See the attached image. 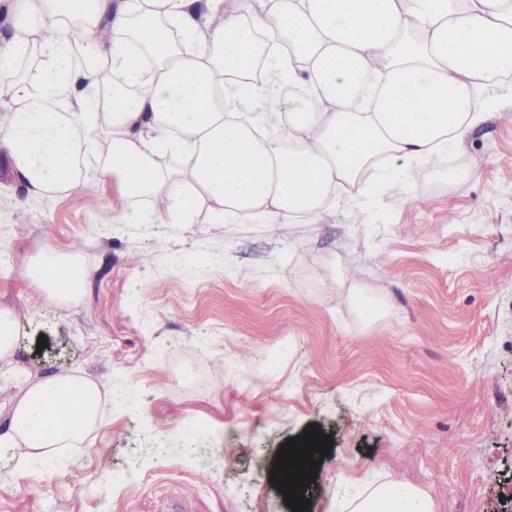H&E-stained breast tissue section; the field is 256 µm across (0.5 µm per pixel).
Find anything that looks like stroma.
<instances>
[{
    "mask_svg": "<svg viewBox=\"0 0 512 512\" xmlns=\"http://www.w3.org/2000/svg\"><path fill=\"white\" fill-rule=\"evenodd\" d=\"M512 111L442 163L316 224H113L93 189L7 206L0 152V426L28 385L65 371L112 397L87 448L22 473L0 449V512H293L270 481L316 425L332 448L307 512H346L369 483L408 482L435 512H512ZM83 243L92 277L67 309L25 281L44 246ZM387 256L388 265L375 261ZM380 299L365 324L348 284ZM17 319L14 312L6 307H0V356L12 353L18 339Z\"/></svg>",
    "mask_w": 512,
    "mask_h": 512,
    "instance_id": "1",
    "label": "stroma"
}]
</instances>
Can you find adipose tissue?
Here are the masks:
<instances>
[{
  "label": "adipose tissue",
  "instance_id": "obj_1",
  "mask_svg": "<svg viewBox=\"0 0 512 512\" xmlns=\"http://www.w3.org/2000/svg\"><path fill=\"white\" fill-rule=\"evenodd\" d=\"M0 151L28 196L95 187L115 224H313L459 146L512 97V0H11ZM59 307L91 272L44 248L24 272ZM111 398L30 385L0 448L35 466L85 447ZM350 512H435L397 480Z\"/></svg>",
  "mask_w": 512,
  "mask_h": 512
}]
</instances>
